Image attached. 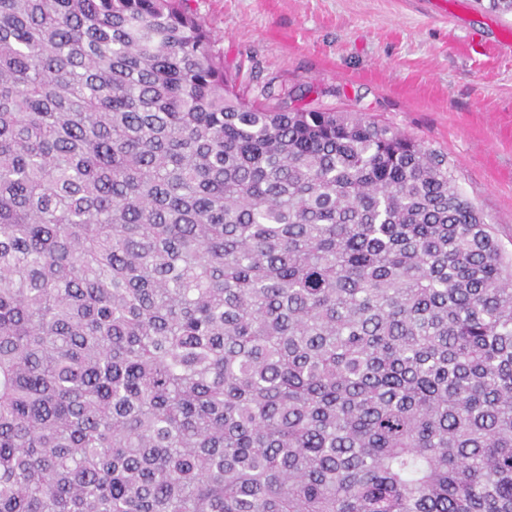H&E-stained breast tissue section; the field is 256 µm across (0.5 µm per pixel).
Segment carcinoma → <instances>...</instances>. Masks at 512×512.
Segmentation results:
<instances>
[{
  "instance_id": "obj_1",
  "label": "carcinoma",
  "mask_w": 512,
  "mask_h": 512,
  "mask_svg": "<svg viewBox=\"0 0 512 512\" xmlns=\"http://www.w3.org/2000/svg\"><path fill=\"white\" fill-rule=\"evenodd\" d=\"M0 512H512V254L187 0H0Z\"/></svg>"
}]
</instances>
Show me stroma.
Masks as SVG:
<instances>
[{
  "label": "stroma",
  "mask_w": 512,
  "mask_h": 512,
  "mask_svg": "<svg viewBox=\"0 0 512 512\" xmlns=\"http://www.w3.org/2000/svg\"><path fill=\"white\" fill-rule=\"evenodd\" d=\"M224 65L292 107L356 112L447 154L512 251V15L478 0H189Z\"/></svg>",
  "instance_id": "obj_1"
}]
</instances>
